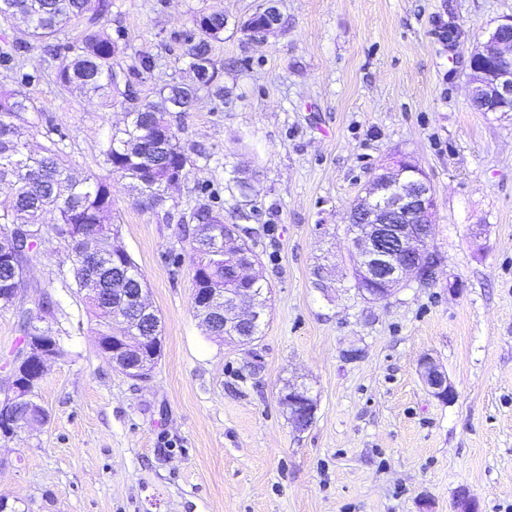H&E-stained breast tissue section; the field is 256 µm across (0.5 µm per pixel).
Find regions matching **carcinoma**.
Wrapping results in <instances>:
<instances>
[{
	"label": "carcinoma",
	"mask_w": 512,
	"mask_h": 512,
	"mask_svg": "<svg viewBox=\"0 0 512 512\" xmlns=\"http://www.w3.org/2000/svg\"><path fill=\"white\" fill-rule=\"evenodd\" d=\"M111 14L112 0H0V22L22 23L31 37L29 42L1 48L0 62L8 63L43 41L59 39L69 30H80L74 40L47 50L41 68L18 69L16 89L0 90V227L27 225L36 232L25 252L16 247L11 236L0 235V255L5 257L0 260V308L15 306L14 289L23 282L30 253L50 233L68 240L73 250L90 239L95 241L96 265L76 254L71 260L70 272L79 290H85L92 277L100 276L111 285L116 303L120 304L125 291L140 287L143 276L130 254L112 252L118 234L112 177L128 181L141 209L162 211L167 220L174 218L168 208L169 173L181 168L186 174L191 166L178 136L177 114L189 111L203 93L224 99V87L219 84L211 57V42L221 40L224 33V12L195 17L192 23L199 35L181 39L194 80L169 84L153 98L140 97L131 78L143 80L153 71L155 59L140 55L126 65L125 47L99 34L98 28L109 21ZM48 71L62 88L76 85L109 103L114 92L124 97L127 107L123 124L112 130L100 149L108 175L73 172L62 158L67 135L50 120H28L27 113L36 107L24 88L40 81ZM21 125L32 126L44 138L39 151L29 150L18 139ZM47 212L55 214L54 223L41 221ZM177 218L179 224L192 226L188 252L191 269L201 266L206 272L205 279L194 281L195 287L204 290L252 286L249 280L233 277L224 262L204 255L203 245L215 225H222L227 237L236 231V225L224 223L223 208L213 197L196 200ZM85 301L101 335L126 316V312L112 309L110 303L88 297Z\"/></svg>",
	"instance_id": "carcinoma-1"
}]
</instances>
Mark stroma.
I'll list each match as a JSON object with an SVG mask.
<instances>
[{"instance_id": "35a3bbf8", "label": "stroma", "mask_w": 512, "mask_h": 512, "mask_svg": "<svg viewBox=\"0 0 512 512\" xmlns=\"http://www.w3.org/2000/svg\"><path fill=\"white\" fill-rule=\"evenodd\" d=\"M262 2L112 0L103 26L127 57H155L145 96L192 79L172 48L192 16L228 19L212 44L224 97L182 116L194 165L169 204L215 194L228 224L246 210L271 289L258 339L207 335L181 225L114 182L118 243L162 318V356L143 381L114 370L67 241L39 243L20 300L49 296L66 355L38 390L47 424L0 439V495L18 512H454L466 489L479 512H512V114L473 107L465 66L512 0H279L284 28L254 42L238 24ZM25 92L67 133V165L101 173L122 97L107 105L49 76ZM397 156L437 192L441 267L368 301L348 213ZM426 354L453 399L425 388ZM288 383L316 403L307 429L280 403Z\"/></svg>"}]
</instances>
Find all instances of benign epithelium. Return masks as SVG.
<instances>
[{"label": "benign epithelium", "mask_w": 512, "mask_h": 512, "mask_svg": "<svg viewBox=\"0 0 512 512\" xmlns=\"http://www.w3.org/2000/svg\"><path fill=\"white\" fill-rule=\"evenodd\" d=\"M265 14L264 32L271 33L280 21L277 0H265L259 9ZM503 30L512 31V17L473 47L468 66L473 74L471 96L487 104L493 112H512V39L501 38ZM382 198L377 206L362 211L361 223L347 224L346 234L353 254V277L361 295L369 301H380L405 286L413 277L423 284L437 277L440 258L432 244L436 209V191L416 165L402 158L387 169L380 167L366 191L365 198ZM196 308L202 321L219 323L231 308L234 321L255 329L265 322L267 312L256 295L248 290L226 294L219 288L194 292ZM25 328L29 335L10 353L7 369L11 380L0 389V433L8 438L20 429H32L43 421L29 413L27 403L42 382L47 364L59 358L58 337L48 328L36 329L45 320L41 307L25 312ZM112 346L98 340V347L112 355V367L130 379L150 375L156 359V348L144 344L159 336H131L128 323L111 326ZM421 378L432 396L441 400L453 398V389L445 371L430 357L419 362ZM315 403L309 391L298 387L291 408L292 420L300 427L310 425Z\"/></svg>", "instance_id": "1"}]
</instances>
